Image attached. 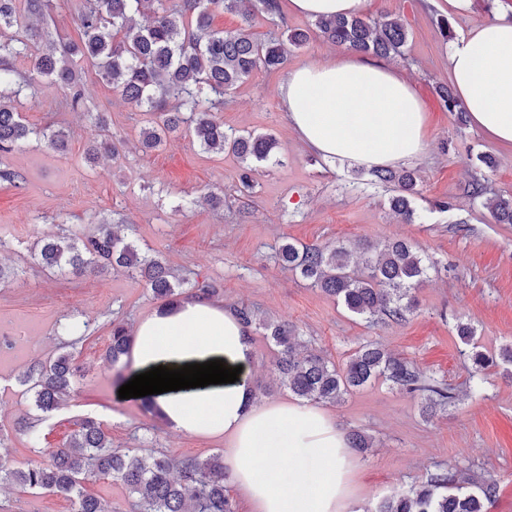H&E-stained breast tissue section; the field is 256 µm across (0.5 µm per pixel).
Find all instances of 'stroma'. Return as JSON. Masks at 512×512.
Wrapping results in <instances>:
<instances>
[{"instance_id": "1", "label": "stroma", "mask_w": 512, "mask_h": 512, "mask_svg": "<svg viewBox=\"0 0 512 512\" xmlns=\"http://www.w3.org/2000/svg\"><path fill=\"white\" fill-rule=\"evenodd\" d=\"M510 9L512 0H472L463 13L446 0H373L370 16L389 13L406 24L405 55L391 64L409 75L428 115V151L410 163L421 177L414 200L418 218L411 224L390 209L392 185L358 173L352 162L322 159L287 128L278 94L284 70H256L224 97L225 127L270 133L277 142L246 198L238 192L242 165L232 154L202 152L184 135L156 150H136L145 115L92 66L81 70L85 110L66 108L63 91L40 86L25 108L29 124L64 126L70 142L63 153L33 142L0 158L24 178L17 188L0 183V266L12 273L0 283V325L14 330L12 347L0 354V456L15 465L36 460L26 437L14 429L26 416L35 419L46 448L62 444L86 416L102 421L118 448L204 459L227 446L223 435L177 433L136 400L119 398L103 362L112 324L133 330L163 308L140 278L112 270L78 277L43 268L35 259L38 239L64 231L86 235L108 219L126 240L161 254L189 287L212 288V304L245 306L260 317L292 323L310 348L339 366L361 345L380 343L451 389L454 402L431 419L423 417L419 395L382 379L344 401L324 404L345 433L360 431L374 440L372 448L354 455L356 512H369L381 499L448 469L497 480L493 512H512V378L498 367L481 391H473V369L456 334L463 321L474 327L486 353L512 344V224L496 223L482 200L466 194L480 174L488 178L489 194L512 192V145L491 141L473 123L456 122L435 92L436 85L452 82L439 18H449L460 36ZM93 112L104 113L112 133L132 143L119 159L94 166L85 160L95 135ZM483 154L494 157L493 170L480 162ZM210 192L223 196V208L206 202ZM394 239L412 243L429 266L414 291L416 310L400 322L373 324L349 313L276 259L287 241L323 247ZM67 316L88 322L86 336L57 335L58 321ZM252 343L249 377L257 401L291 400L278 382L277 347L257 332ZM64 345L81 365V376L70 396L43 418L19 376L31 361L51 357ZM72 509L61 495L0 489V512Z\"/></svg>"}]
</instances>
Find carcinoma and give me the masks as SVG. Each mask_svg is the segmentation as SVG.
<instances>
[{"label": "carcinoma", "mask_w": 512, "mask_h": 512, "mask_svg": "<svg viewBox=\"0 0 512 512\" xmlns=\"http://www.w3.org/2000/svg\"><path fill=\"white\" fill-rule=\"evenodd\" d=\"M147 6L152 7L150 22L133 26V15ZM52 8L53 0H0V157L24 150L33 140L56 151L68 148L69 132L58 125L31 126L20 98L35 99L41 84L47 83L69 93L66 105L71 109L84 107L75 64L87 61L104 83L149 116L138 134L142 150L157 149L168 138L186 133L205 152L237 155L244 163L240 181L246 190L252 188L254 164L270 158L276 138L224 129L218 112L227 92L259 68L271 72L285 67L290 49L303 47L312 34L378 58L402 55L408 41L402 19L388 13L378 18L324 16L315 19L309 32L283 23L279 36L261 40L251 31L250 16L259 9L277 13L278 0H83L78 13L81 36L64 41L32 23L34 18L45 22ZM214 8L238 15L241 26L234 31L213 28ZM19 59L28 61V72L14 68ZM436 94L447 112L466 121L454 89L438 85ZM95 124L98 134L89 142L86 162L94 163L103 155L118 158L125 141L112 136L104 118L95 117ZM373 175L394 185L391 210L402 221L415 222L417 171L376 169ZM485 205L496 223L512 224V194H497ZM355 248L362 251L356 265L350 261L352 250L344 245L308 248L288 242L279 247L278 258L353 314L372 323L405 320L415 309L413 290L426 271L422 257L403 241L388 242L375 253L368 245ZM34 256L45 268L73 274L108 269L131 273L172 303L184 294L185 280L173 274L162 258L124 240L110 224H99L83 237L63 234L41 239L34 245ZM237 312L248 328L262 330L263 338L279 348L280 385L304 401L337 403L353 389L380 378L420 395L430 416L454 399L447 387L427 380L412 362L377 343L359 347L339 367L318 353L302 351L306 341L295 326L261 318L248 307ZM456 333L470 347L468 358L480 380H487L500 361L512 365V345L502 347L496 360L479 350L472 326L459 323ZM130 343L126 326L112 323L105 362L114 369L120 366ZM79 373L72 353L61 350L31 363L20 383L33 393L36 409L47 414L73 389ZM32 428L25 421L16 425L43 460L26 467L0 460V485L63 495L72 501L74 512H109L87 493L86 485L110 477L126 486L136 512H237L219 455L178 460L163 450L141 454L136 448H114L104 424L94 417L84 418L58 448L37 447ZM498 495L493 478L470 470L442 471L382 499L371 512H491Z\"/></svg>", "instance_id": "1"}]
</instances>
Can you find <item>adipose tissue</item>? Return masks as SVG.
Instances as JSON below:
<instances>
[{
	"label": "adipose tissue",
	"mask_w": 512,
	"mask_h": 512,
	"mask_svg": "<svg viewBox=\"0 0 512 512\" xmlns=\"http://www.w3.org/2000/svg\"><path fill=\"white\" fill-rule=\"evenodd\" d=\"M372 0H289L310 17L360 16ZM448 69L472 122L512 144V15L468 31L448 49ZM285 119L324 159L365 168L423 156L427 117L410 81L396 68L344 52L288 72L279 86ZM249 368V329L230 308L186 299L136 330L135 373L158 364L203 360ZM156 404L174 431L224 435V470L249 512H347L354 461L345 432L307 402H257L247 378L160 394Z\"/></svg>",
	"instance_id": "1"
}]
</instances>
